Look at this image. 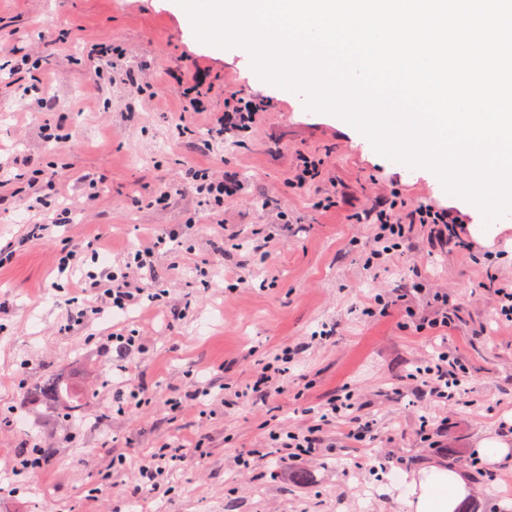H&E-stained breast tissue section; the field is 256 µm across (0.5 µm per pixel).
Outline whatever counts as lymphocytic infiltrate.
I'll return each instance as SVG.
<instances>
[{"mask_svg":"<svg viewBox=\"0 0 512 512\" xmlns=\"http://www.w3.org/2000/svg\"><path fill=\"white\" fill-rule=\"evenodd\" d=\"M178 81L183 88L184 101L183 110L178 115L180 128L183 133L190 136L195 132L193 114L204 109L205 96L201 88L205 83V77L202 71L186 70L179 73ZM265 110L266 105L261 100L236 91L225 92L224 110L216 118L210 132L220 139L229 135L241 136L256 127ZM322 165L323 162L319 158L306 153L299 154L292 179L293 186L311 192L313 206L318 211H344L347 212L349 219L357 223L375 225L376 247L372 251V258L376 262H385L387 256L392 255L401 242L408 240L415 228L420 225L430 227L434 237L439 241L463 240L468 222L466 215L455 208L436 202L409 203L398 191L392 192L389 197L379 200L365 211H356L352 196L342 192H329L323 187ZM166 242L167 239L163 236L145 242L129 252L118 268L105 267L97 272L84 271L87 250L82 243H64L57 254L58 274L80 273L79 283L83 292L96 296L94 306H77L68 310L67 318L72 325H82L88 314H101L114 308L124 310L145 298L153 303L162 301L163 291L144 293L139 282L144 270L151 268L156 250ZM294 358V350L282 349L272 360L263 363L255 371L245 388L235 391V398H267L279 392V382ZM462 370L463 366L458 358L444 351L436 359L416 367L409 378L413 381H422L430 399L453 404L460 399L459 374ZM354 409L353 394L340 395L323 408L317 421L306 425L304 429L287 432L269 431V441L283 450L279 459L280 468L285 469L311 460L322 445L325 426L336 419H351ZM184 451L185 447L180 443L161 445L157 452L141 462L138 469L141 485L153 489L160 487L164 475L170 468L184 462Z\"/></svg>","mask_w":512,"mask_h":512,"instance_id":"obj_1","label":"lymphocytic infiltrate"}]
</instances>
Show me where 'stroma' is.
I'll use <instances>...</instances> for the list:
<instances>
[{"mask_svg":"<svg viewBox=\"0 0 512 512\" xmlns=\"http://www.w3.org/2000/svg\"><path fill=\"white\" fill-rule=\"evenodd\" d=\"M51 31L65 36L46 60L55 111H23L32 100L29 80L0 76V162L18 155L29 169L56 168L63 185L51 210L32 212L26 181L12 168L0 174V249L12 254L0 265V512H127L136 498L145 512H407L404 476L451 463L466 474L469 498L482 512L512 506V461L471 465L482 437L512 441L505 421L512 413V329L498 323L492 296L477 286L487 265L512 281V212L500 216L504 231L484 245L488 218L481 209L378 153L335 114L308 108L304 93L264 80L236 47L200 39L176 0H0V44L10 58L34 55ZM101 38L123 53L137 84L96 83L85 47ZM185 68L204 70L213 87L192 143L173 122L181 95L168 78ZM228 89L268 104L236 147L208 135ZM48 122L61 123L69 143L46 141ZM301 152L320 155L325 182L345 186L358 209L395 190L414 202L459 208L470 217L473 252L432 245L421 229L385 263L367 267L373 225L314 210L291 184ZM200 166L236 172L242 195L221 204L204 200L188 183ZM87 175L101 185L90 204L81 184ZM168 189V204L153 203ZM65 207L68 222L51 238H25L26 225ZM172 229L183 245L161 248L151 276L168 285L162 306L144 301L129 317L91 315L68 327L69 292L57 287L55 269L66 240L102 236L103 268ZM271 231L276 239L261 250ZM205 259L217 271L209 284L197 272ZM228 267L243 284L224 281ZM420 277L463 307V321L448 332L418 329L426 298L409 290ZM378 296L391 301L389 315H380ZM121 328L144 333L143 348L116 353L107 338ZM298 344L303 353L270 399L221 406L206 418L190 406L170 414L168 398L204 383L213 394L233 393L258 363ZM440 350L465 368L462 400L452 407L422 398L407 379ZM120 364L147 402L117 415L112 368ZM49 376L61 395L35 397ZM348 390L370 440L356 442L347 423H329L311 462L275 474L280 451L268 443V428H303L308 410ZM425 419L442 427L441 447L422 437ZM189 438L199 447L188 450L160 491L134 492L146 456ZM34 447L45 450L48 465L15 472L17 457ZM242 448L263 449L265 458L239 469Z\"/></svg>","mask_w":512,"mask_h":512,"instance_id":"1","label":"stroma"}]
</instances>
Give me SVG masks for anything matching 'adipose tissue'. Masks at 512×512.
I'll list each match as a JSON object with an SVG mask.
<instances>
[{
	"mask_svg": "<svg viewBox=\"0 0 512 512\" xmlns=\"http://www.w3.org/2000/svg\"><path fill=\"white\" fill-rule=\"evenodd\" d=\"M467 496V483L457 470L432 466L408 482L404 502L409 512H458Z\"/></svg>",
	"mask_w": 512,
	"mask_h": 512,
	"instance_id": "ef3b65f1",
	"label": "adipose tissue"
}]
</instances>
